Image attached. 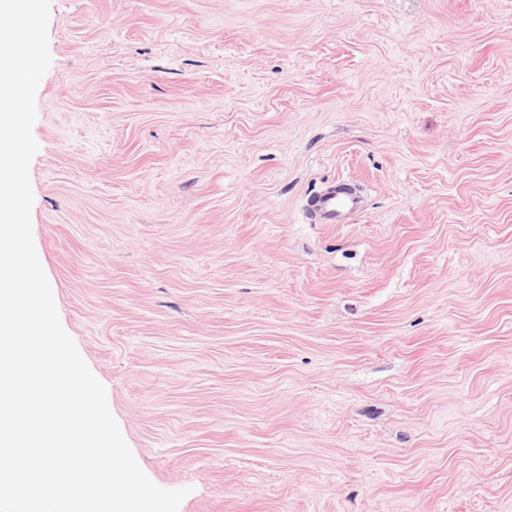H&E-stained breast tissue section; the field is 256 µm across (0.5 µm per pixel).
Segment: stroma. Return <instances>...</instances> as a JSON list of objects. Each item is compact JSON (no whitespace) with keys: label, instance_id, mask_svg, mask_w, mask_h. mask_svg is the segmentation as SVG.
Returning <instances> with one entry per match:
<instances>
[{"label":"stroma","instance_id":"35a3bbf8","mask_svg":"<svg viewBox=\"0 0 512 512\" xmlns=\"http://www.w3.org/2000/svg\"><path fill=\"white\" fill-rule=\"evenodd\" d=\"M49 50L34 244L179 512H512V0H52ZM338 186H329L313 196L306 209L312 223H343L348 215H353L360 209L361 201L356 192L338 191Z\"/></svg>","mask_w":512,"mask_h":512}]
</instances>
